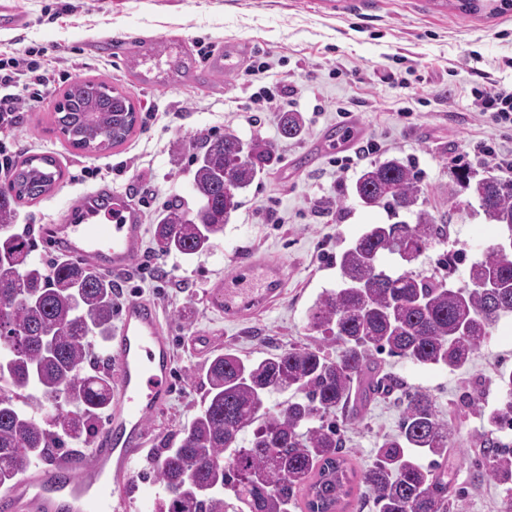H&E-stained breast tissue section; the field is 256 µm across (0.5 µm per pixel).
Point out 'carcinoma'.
<instances>
[{
	"label": "carcinoma",
	"mask_w": 512,
	"mask_h": 512,
	"mask_svg": "<svg viewBox=\"0 0 512 512\" xmlns=\"http://www.w3.org/2000/svg\"><path fill=\"white\" fill-rule=\"evenodd\" d=\"M504 12L512 0L490 5L462 0L464 14ZM55 118L68 143L80 150L122 144L137 122L129 97L103 81L73 83ZM281 134L296 138L302 122L285 113ZM272 158L260 139L227 131L203 140L195 155L197 207L173 199L155 228L156 250L191 260L211 249L241 206L239 194ZM62 177L56 160L28 156L0 186V490L16 485L34 464L52 462L87 444L112 400V374L92 360L89 338H112L116 309L112 280L88 263L62 262L53 272L31 256L32 238L16 229L18 207L51 191ZM479 207L508 237L485 247L470 264L467 282L451 286L410 271L389 274L385 254L411 264L441 242L444 227L418 207L413 171L390 159L364 169L353 192L365 207L385 204L414 222L370 224L339 256L341 281L310 309L315 342L261 359L228 350L213 355L205 372L206 395L179 439L151 459L165 497L160 512H290L305 492L306 512H338L354 495L355 474L336 432V415L378 394H396L400 423L377 446L362 476L375 512H451L463 490L448 480V422L432 399L383 372L377 355L426 367L470 364L499 319L512 314V181L484 177L471 183ZM339 355L331 358L326 345ZM499 397L484 414L488 432L478 438L482 474L505 493L512 512V447L493 434L512 430V368L497 374ZM291 393L276 407L272 393ZM482 400L476 384L457 403L462 421ZM248 440H243L247 429Z\"/></svg>",
	"instance_id": "carcinoma-1"
}]
</instances>
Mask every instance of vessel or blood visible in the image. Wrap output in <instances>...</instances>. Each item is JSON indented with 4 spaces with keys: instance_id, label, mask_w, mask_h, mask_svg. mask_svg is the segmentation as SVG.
<instances>
[{
    "instance_id": "b4317fda",
    "label": "vessel or blood",
    "mask_w": 512,
    "mask_h": 512,
    "mask_svg": "<svg viewBox=\"0 0 512 512\" xmlns=\"http://www.w3.org/2000/svg\"><path fill=\"white\" fill-rule=\"evenodd\" d=\"M143 236L139 207L108 186L83 194L63 223L42 229L50 248L105 274L127 270ZM285 280L284 264L249 253L215 283L216 308L228 322L247 317L275 301ZM111 351L112 411L91 440L90 462L38 465L34 476L0 494V512H147L132 480L146 444L145 422L166 405L173 373L171 342L153 303H125Z\"/></svg>"
}]
</instances>
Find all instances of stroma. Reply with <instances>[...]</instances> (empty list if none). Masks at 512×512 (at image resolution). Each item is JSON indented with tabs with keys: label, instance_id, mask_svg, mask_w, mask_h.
<instances>
[{
	"label": "stroma",
	"instance_id": "1",
	"mask_svg": "<svg viewBox=\"0 0 512 512\" xmlns=\"http://www.w3.org/2000/svg\"><path fill=\"white\" fill-rule=\"evenodd\" d=\"M15 6L24 23L0 29V49L45 47L69 62L36 110L23 113L18 127L0 130L1 142L52 156L63 172L51 193L21 207V223L35 231L62 223L69 206L100 183L147 206V232L126 272L125 293L155 304L174 358L172 394L146 424L148 451L174 439L199 409L210 351L260 358L312 343L309 310L337 286V257L366 225L396 223L386 207L359 204L352 191L357 171L331 166L321 149L330 130L348 125L358 142H378L372 162L396 157L414 167L424 206L448 236L412 264L413 272L462 284L469 263L501 234L453 171L463 166L480 178L495 175L469 153L480 139L512 155V128L485 125L471 96L481 71L512 84V10L464 15L432 0H15ZM68 7L74 15H65ZM107 35L111 51L97 50ZM131 36L142 52L136 61L122 45ZM227 40L243 44L241 70L208 73L199 44ZM265 60L272 68L262 83L282 90L281 112L304 117L296 138L281 137L278 114L250 110L254 88L243 69ZM78 80H102L129 96L137 122L123 144L86 152L59 133L58 103ZM404 107L414 109L413 119L401 117ZM227 131L268 142L272 163L241 194L212 250L190 261L159 255L152 233L160 202L178 197L194 205L193 156L204 137ZM250 249L284 263L288 277L271 307L228 322L215 307L213 285ZM459 249L465 260L455 272L439 267L443 253ZM196 336L207 337L209 352L191 347ZM505 365L512 367V316L496 325L469 370L423 368L397 357L386 358L383 369L429 394L444 416L477 377L484 382L482 409L493 406L494 380ZM399 417L395 398L381 397L357 418H339L357 472L370 469L378 441L396 432ZM482 426L474 411L450 436L448 477L463 490L458 512H503L501 488L473 477Z\"/></svg>",
	"mask_w": 512,
	"mask_h": 512
}]
</instances>
